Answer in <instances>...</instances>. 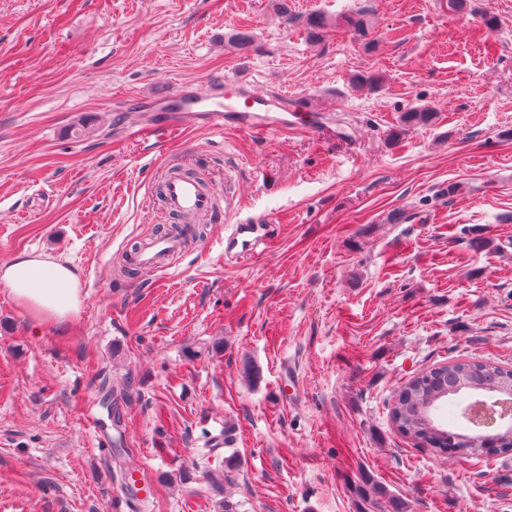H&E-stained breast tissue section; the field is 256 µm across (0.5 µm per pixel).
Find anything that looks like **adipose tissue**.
<instances>
[{"instance_id":"obj_1","label":"adipose tissue","mask_w":512,"mask_h":512,"mask_svg":"<svg viewBox=\"0 0 512 512\" xmlns=\"http://www.w3.org/2000/svg\"><path fill=\"white\" fill-rule=\"evenodd\" d=\"M0 285L38 325L65 324L81 308L80 284L73 269L37 254L24 252L0 266Z\"/></svg>"}]
</instances>
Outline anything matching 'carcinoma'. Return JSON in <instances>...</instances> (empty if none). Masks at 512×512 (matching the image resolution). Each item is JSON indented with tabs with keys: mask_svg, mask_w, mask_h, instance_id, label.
<instances>
[{
	"mask_svg": "<svg viewBox=\"0 0 512 512\" xmlns=\"http://www.w3.org/2000/svg\"><path fill=\"white\" fill-rule=\"evenodd\" d=\"M339 24L360 41L368 40V20L361 12L344 14ZM436 112L430 107L411 108L401 116V132L431 126ZM512 389V370L474 358L458 359L411 376L396 392L390 416L404 437L427 444L438 454L461 452L473 457L512 453V430L477 433L471 428L455 431L435 420L438 409L456 399L500 398ZM365 498L381 512H408V504L392 496L387 488L373 482Z\"/></svg>",
	"mask_w": 512,
	"mask_h": 512,
	"instance_id": "obj_1",
	"label": "carcinoma"
}]
</instances>
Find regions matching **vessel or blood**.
Listing matches in <instances>:
<instances>
[{
	"instance_id": "b4317fda",
	"label": "vessel or blood",
	"mask_w": 512,
	"mask_h": 512,
	"mask_svg": "<svg viewBox=\"0 0 512 512\" xmlns=\"http://www.w3.org/2000/svg\"><path fill=\"white\" fill-rule=\"evenodd\" d=\"M127 132L148 138L162 131L205 128L214 133L233 127L244 133L285 132L291 129L317 133L320 122L309 112L288 109L276 95L231 77H208L183 83L176 92L151 99L130 100L124 108ZM162 213L180 219L209 215L222 218V194L200 177L166 174L162 180ZM229 240L241 241L240 256L251 259L257 247H272L273 237L256 224H233ZM182 237L155 234L131 250L132 261L149 270L181 253Z\"/></svg>"
}]
</instances>
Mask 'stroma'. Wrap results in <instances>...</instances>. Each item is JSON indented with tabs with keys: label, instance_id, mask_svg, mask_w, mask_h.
Segmentation results:
<instances>
[{
	"label": "stroma",
	"instance_id": "obj_1",
	"mask_svg": "<svg viewBox=\"0 0 512 512\" xmlns=\"http://www.w3.org/2000/svg\"><path fill=\"white\" fill-rule=\"evenodd\" d=\"M359 10L372 48L308 39L312 14ZM212 74L286 93L321 133L125 137V100ZM423 105L435 124L400 133ZM173 163L234 199L128 277ZM262 216L272 248L237 263L225 225ZM24 251L67 262L82 306L38 326L0 287V512H136L117 444L149 512H371L370 480L410 512H512V455L444 457L390 418L416 371L512 367V0H0V264Z\"/></svg>",
	"mask_w": 512,
	"mask_h": 512
}]
</instances>
